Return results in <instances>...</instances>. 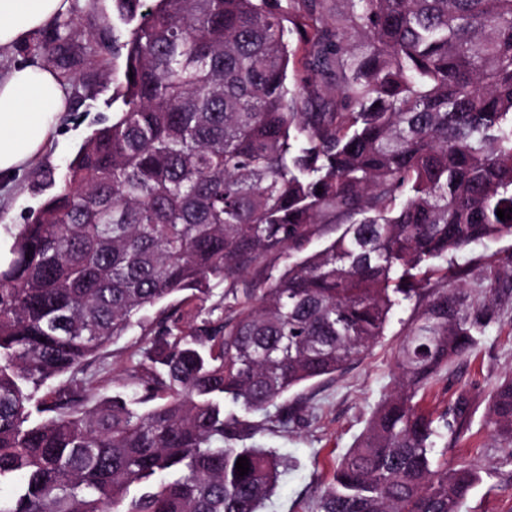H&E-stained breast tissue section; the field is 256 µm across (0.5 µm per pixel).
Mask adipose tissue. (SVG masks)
<instances>
[{
    "mask_svg": "<svg viewBox=\"0 0 512 512\" xmlns=\"http://www.w3.org/2000/svg\"><path fill=\"white\" fill-rule=\"evenodd\" d=\"M71 0H0V47L25 42L52 18L67 14ZM68 93L54 70L17 64L0 76V180L34 161L55 133Z\"/></svg>",
    "mask_w": 512,
    "mask_h": 512,
    "instance_id": "ef3b65f1",
    "label": "adipose tissue"
}]
</instances>
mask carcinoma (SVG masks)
Returning <instances> with one entry per match:
<instances>
[{"label":"carcinoma","mask_w":512,"mask_h":512,"mask_svg":"<svg viewBox=\"0 0 512 512\" xmlns=\"http://www.w3.org/2000/svg\"><path fill=\"white\" fill-rule=\"evenodd\" d=\"M279 2L113 0L120 105L0 265V512H261L285 463L246 446L249 415L288 421V392L359 358L415 297L397 388L319 512H463L479 472L434 454L467 430L471 397L421 401L491 315L428 281L512 237L497 216L512 208V0ZM294 34L308 75L290 82ZM74 36L99 62L77 16L59 18L55 40ZM269 257L284 271L239 287ZM135 326L110 394L89 368ZM489 415L512 444V376Z\"/></svg>","instance_id":"1"}]
</instances>
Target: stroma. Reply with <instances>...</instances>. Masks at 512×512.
<instances>
[{
    "label": "stroma",
    "instance_id": "1",
    "mask_svg": "<svg viewBox=\"0 0 512 512\" xmlns=\"http://www.w3.org/2000/svg\"><path fill=\"white\" fill-rule=\"evenodd\" d=\"M80 27L102 46L104 64L122 67L117 51L119 23L113 0H72ZM69 65V108L46 150L10 184L0 186V226L31 223L41 203L54 191L68 161L83 140L108 123L116 109L115 86L83 56L80 40L62 49ZM512 262V237L477 244L458 252L452 272L462 273V288L473 307L490 304L494 318L476 348L456 360L426 398L429 408L452 404L459 392L473 401L469 429L456 447L437 449V461L473 466L480 482L463 512H512V445L488 422V395L494 384L512 375V280L503 271ZM416 305L397 308L385 335L335 376L309 382L290 394L302 410L288 423L274 422L275 408L255 414L264 428L252 440L286 460L263 512H319V501L336 465L364 432L383 397L395 388L396 357L403 333L418 314Z\"/></svg>",
    "mask_w": 512,
    "mask_h": 512
}]
</instances>
